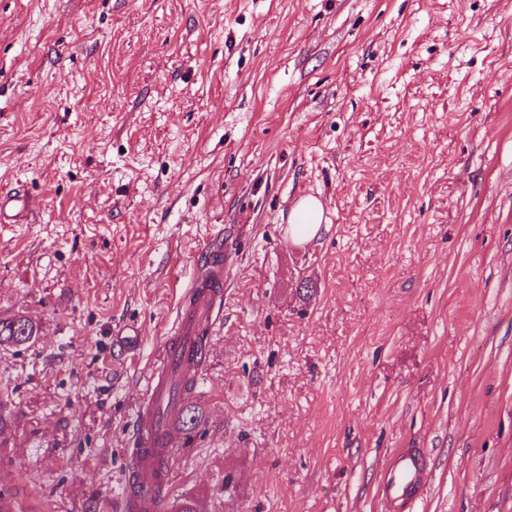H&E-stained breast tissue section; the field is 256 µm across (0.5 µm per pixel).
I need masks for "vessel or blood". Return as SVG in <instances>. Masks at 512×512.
<instances>
[{
  "label": "vessel or blood",
  "mask_w": 512,
  "mask_h": 512,
  "mask_svg": "<svg viewBox=\"0 0 512 512\" xmlns=\"http://www.w3.org/2000/svg\"><path fill=\"white\" fill-rule=\"evenodd\" d=\"M224 297V248L213 242L184 288L173 332L151 368L136 414L134 448L122 489L123 512H166L172 483L171 421L183 371L200 370L206 352L202 336L211 334ZM431 468L421 449L401 448L384 462L379 482L382 512H409L427 487Z\"/></svg>",
  "instance_id": "vessel-or-blood-1"
}]
</instances>
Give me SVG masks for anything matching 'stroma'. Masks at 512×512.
<instances>
[{"label": "stroma", "instance_id": "1", "mask_svg": "<svg viewBox=\"0 0 512 512\" xmlns=\"http://www.w3.org/2000/svg\"><path fill=\"white\" fill-rule=\"evenodd\" d=\"M14 188L0 317L40 326L0 347L21 512H119L148 369L218 235L172 496L380 512L385 455L424 448L415 512H512V0H0ZM322 217L321 203L314 197L303 198L291 212L288 233L297 242H311L318 237Z\"/></svg>", "mask_w": 512, "mask_h": 512}]
</instances>
